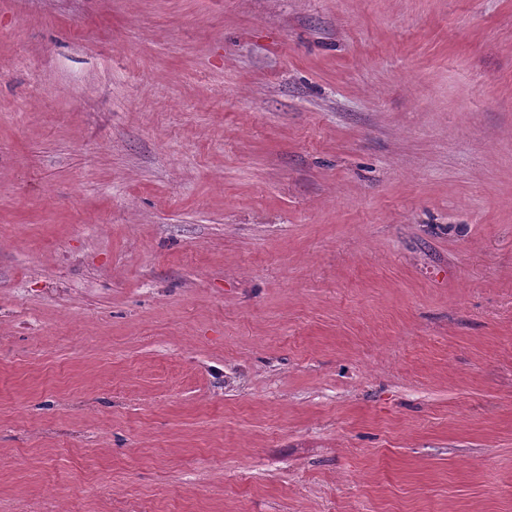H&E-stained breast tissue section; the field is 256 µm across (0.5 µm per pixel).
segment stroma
Returning a JSON list of instances; mask_svg holds the SVG:
<instances>
[{
	"label": "stroma",
	"instance_id": "35a3bbf8",
	"mask_svg": "<svg viewBox=\"0 0 512 512\" xmlns=\"http://www.w3.org/2000/svg\"><path fill=\"white\" fill-rule=\"evenodd\" d=\"M512 512V0H0V512Z\"/></svg>",
	"mask_w": 512,
	"mask_h": 512
}]
</instances>
